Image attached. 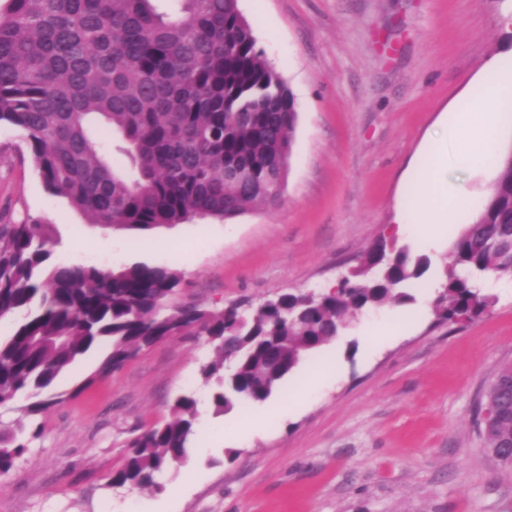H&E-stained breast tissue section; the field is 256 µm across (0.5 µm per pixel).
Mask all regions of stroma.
Instances as JSON below:
<instances>
[{"instance_id":"stroma-1","label":"stroma","mask_w":512,"mask_h":512,"mask_svg":"<svg viewBox=\"0 0 512 512\" xmlns=\"http://www.w3.org/2000/svg\"><path fill=\"white\" fill-rule=\"evenodd\" d=\"M257 46L291 91L297 118L277 207L156 233L103 232L46 192L21 130L0 126V211L54 226V259L112 267L144 261L179 271L172 301L203 310L318 290L359 267L388 237L427 253L430 276L451 263L458 232L392 225L400 179L441 109L487 62L512 52L501 24L512 0H239ZM404 320L387 304L308 356L266 402L215 414L199 379L214 349L174 336L103 374L95 347L56 381L64 402L32 417L41 435L0 474V512H512V471L483 446L476 410L512 364V288L471 321L446 325L430 289ZM390 321V320H389ZM195 392L197 439L161 490L113 487L128 442L171 419ZM245 436L226 426L257 413Z\"/></svg>"}]
</instances>
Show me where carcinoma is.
<instances>
[{
	"label": "carcinoma",
	"mask_w": 512,
	"mask_h": 512,
	"mask_svg": "<svg viewBox=\"0 0 512 512\" xmlns=\"http://www.w3.org/2000/svg\"><path fill=\"white\" fill-rule=\"evenodd\" d=\"M7 0L0 8V125L23 131L45 190L89 223L150 230L194 219H231L281 198L296 107L257 48L238 0ZM52 225L0 214V408L20 412L0 427V474L39 428L24 419L63 402L58 378L91 348L109 353L99 373L139 351L194 331L215 356L200 368L217 414L267 401L281 381L363 312L413 301L430 261L384 240L339 291L281 295L241 314L173 307L181 283L169 267L134 262L105 268L52 259ZM433 315L457 324L493 301L489 275L512 277V151L483 211L451 243ZM484 404L496 410L486 450L512 468V365L495 375ZM197 399L174 402L173 418L128 444L114 486L162 490L158 475L186 458Z\"/></svg>",
	"instance_id": "carcinoma-1"
}]
</instances>
